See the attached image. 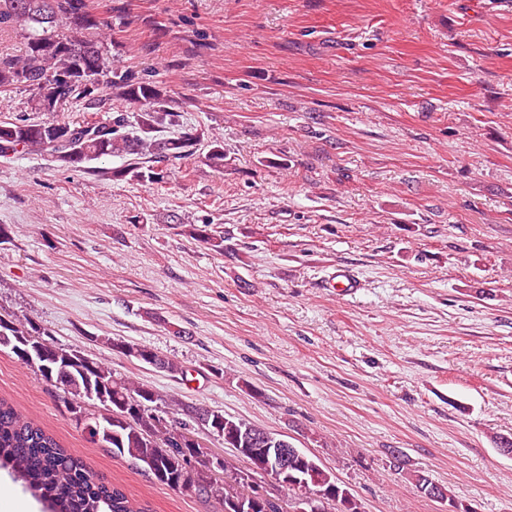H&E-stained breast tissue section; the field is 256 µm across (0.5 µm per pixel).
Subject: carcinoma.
I'll use <instances>...</instances> for the list:
<instances>
[{
	"mask_svg": "<svg viewBox=\"0 0 512 512\" xmlns=\"http://www.w3.org/2000/svg\"><path fill=\"white\" fill-rule=\"evenodd\" d=\"M11 26L24 35L19 56L0 57V93L24 88L31 92L30 110L48 118L33 121L21 116L0 123V156L36 153L64 169H78L108 156L125 155L130 162L106 175L118 182L137 180L156 183L167 174L163 164L189 158L198 150L204 131L184 127L173 138L156 139L151 133L177 122L173 97L151 75L122 69L113 62L106 30L112 22L90 12L85 0H0V26ZM105 91L123 108L105 118L92 113L80 121L54 118L74 98L100 103ZM135 112L129 117L127 110ZM209 224L193 226L192 235L224 253V238L208 232ZM0 332L11 337L9 349L27 367L48 381L63 406L80 400L85 408L90 442L112 450L115 457L130 461L150 479L176 489L185 456L204 444L196 437L189 407L165 399L154 390L118 378L102 361L76 348H64L50 338L47 329L29 316L0 311ZM145 364L161 363L167 372H179L177 363L156 350L139 347ZM112 413V418L102 412ZM205 430L236 449L235 458L246 459L239 449L252 448L257 426L203 410ZM152 466L141 465L143 456ZM0 469L7 470L44 507L46 512H145L125 491L98 478L84 460L64 447L42 426L29 419L13 403L0 398ZM295 478L326 499L328 512H337L330 491H343L336 477L314 456L299 451L294 458ZM224 474L237 483L230 493L217 478L198 474L191 485L199 497L222 502L229 512L230 499L256 494V478L248 467L224 460Z\"/></svg>",
	"mask_w": 512,
	"mask_h": 512,
	"instance_id": "carcinoma-1",
	"label": "carcinoma"
}]
</instances>
